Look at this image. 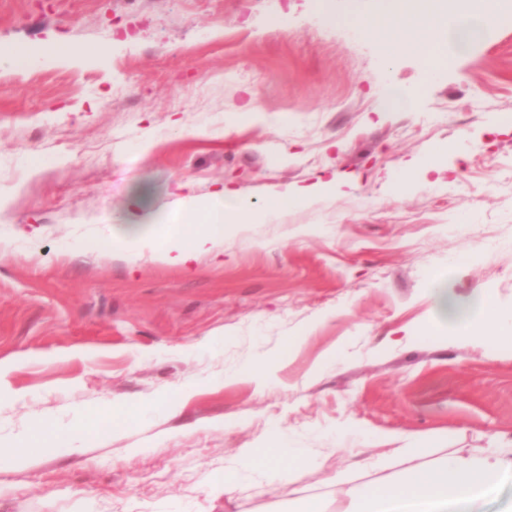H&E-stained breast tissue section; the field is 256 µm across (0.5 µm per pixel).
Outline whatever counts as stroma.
Here are the masks:
<instances>
[{"instance_id":"obj_1","label":"stroma","mask_w":512,"mask_h":512,"mask_svg":"<svg viewBox=\"0 0 512 512\" xmlns=\"http://www.w3.org/2000/svg\"><path fill=\"white\" fill-rule=\"evenodd\" d=\"M393 6L0 0V46L25 52L0 64V443L77 446L0 470V512H342L337 470L380 478L362 467L380 449L512 448V342L431 327L442 290L512 317V0L437 70L341 22ZM54 42L80 58L45 61ZM390 88L415 106L380 112ZM448 144L438 182L395 192ZM331 171L335 193L241 225L220 264L85 248L145 216L164 244L189 194L259 210ZM277 430L301 452L287 478L235 469Z\"/></svg>"}]
</instances>
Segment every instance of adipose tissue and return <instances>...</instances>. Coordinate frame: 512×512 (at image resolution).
<instances>
[{
  "label": "adipose tissue",
  "instance_id": "adipose-tissue-1",
  "mask_svg": "<svg viewBox=\"0 0 512 512\" xmlns=\"http://www.w3.org/2000/svg\"><path fill=\"white\" fill-rule=\"evenodd\" d=\"M479 2V8L454 19L444 15L437 0H402L396 10L384 17L371 19L353 15L344 17L343 22L364 38L380 37L392 51L418 50L427 54L446 34L460 43L490 37L498 17L495 0ZM335 188L336 182L332 179L287 187L275 192L262 212L256 213L235 191L225 187L202 201L192 196L185 198L182 208L186 218H193L199 210L207 217L205 228L190 233L185 240L159 248L147 235L145 226L137 224L131 228L130 240H93L88 247L109 254L128 244L155 250L164 262L185 266L201 254L222 255L225 239L236 236L240 225L287 213L288 209L310 204ZM437 313L438 327H455L467 336L480 334L497 339L512 335V326L507 325L498 309L488 301L465 306L449 299L443 291L437 299ZM336 480L348 485L346 512H473L475 504L498 497L502 487L512 483V453L495 449L469 462L449 457L432 467L416 468L405 479L379 485L348 484L342 472L337 473Z\"/></svg>",
  "mask_w": 512,
  "mask_h": 512
}]
</instances>
